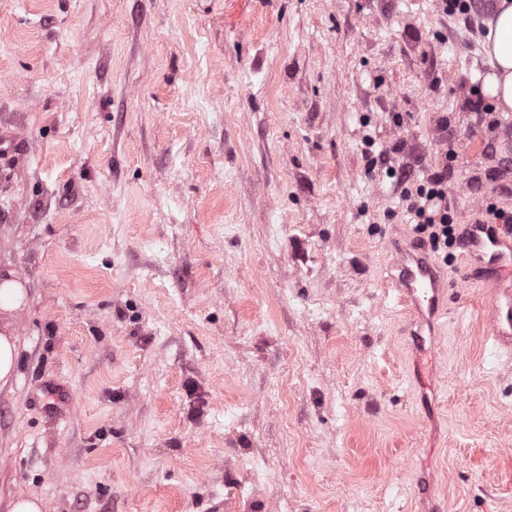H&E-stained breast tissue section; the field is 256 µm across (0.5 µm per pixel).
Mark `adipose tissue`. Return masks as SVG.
Instances as JSON below:
<instances>
[{
    "label": "adipose tissue",
    "instance_id": "obj_1",
    "mask_svg": "<svg viewBox=\"0 0 512 512\" xmlns=\"http://www.w3.org/2000/svg\"><path fill=\"white\" fill-rule=\"evenodd\" d=\"M483 50L491 66L482 78L481 92L502 112H512V0H497L485 18Z\"/></svg>",
    "mask_w": 512,
    "mask_h": 512
}]
</instances>
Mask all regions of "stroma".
I'll list each match as a JSON object with an SVG mask.
<instances>
[{
  "label": "stroma",
  "instance_id": "1",
  "mask_svg": "<svg viewBox=\"0 0 512 512\" xmlns=\"http://www.w3.org/2000/svg\"><path fill=\"white\" fill-rule=\"evenodd\" d=\"M439 0H0V512H512V353L462 256L435 392L367 140L512 210V113ZM491 118V119H492ZM497 179H487L491 168ZM17 364L18 350L13 336L0 333V388L15 375Z\"/></svg>",
  "mask_w": 512,
  "mask_h": 512
}]
</instances>
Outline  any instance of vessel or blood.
Instances as JSON below:
<instances>
[{
	"instance_id": "obj_1",
	"label": "vessel or blood",
	"mask_w": 512,
	"mask_h": 512,
	"mask_svg": "<svg viewBox=\"0 0 512 512\" xmlns=\"http://www.w3.org/2000/svg\"><path fill=\"white\" fill-rule=\"evenodd\" d=\"M461 248L476 277L491 284L487 313L495 340L512 348V236H490L472 224ZM397 269L391 285L399 301L410 307L412 350L421 361L417 380L422 388L429 389L433 386L432 368L426 360L434 350L442 281L429 258L414 245L403 250Z\"/></svg>"
}]
</instances>
